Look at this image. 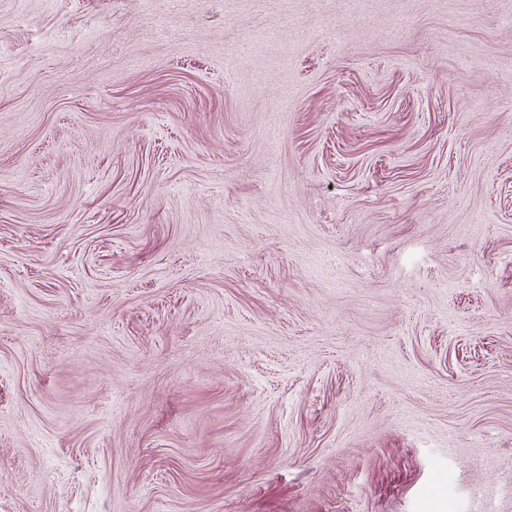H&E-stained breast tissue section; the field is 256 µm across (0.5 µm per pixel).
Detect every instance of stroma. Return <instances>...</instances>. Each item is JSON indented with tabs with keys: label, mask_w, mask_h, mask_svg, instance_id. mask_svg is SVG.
Wrapping results in <instances>:
<instances>
[{
	"label": "stroma",
	"mask_w": 512,
	"mask_h": 512,
	"mask_svg": "<svg viewBox=\"0 0 512 512\" xmlns=\"http://www.w3.org/2000/svg\"><path fill=\"white\" fill-rule=\"evenodd\" d=\"M0 512H512V0H0Z\"/></svg>",
	"instance_id": "1"
}]
</instances>
